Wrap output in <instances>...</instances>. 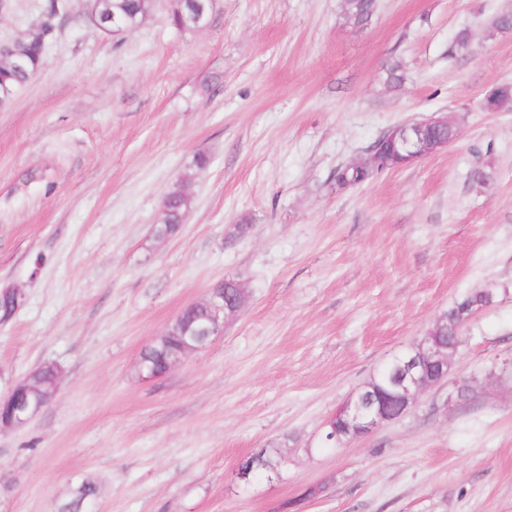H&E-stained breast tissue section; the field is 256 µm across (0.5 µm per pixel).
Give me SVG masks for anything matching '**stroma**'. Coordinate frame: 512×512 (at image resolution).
I'll return each instance as SVG.
<instances>
[{
	"mask_svg": "<svg viewBox=\"0 0 512 512\" xmlns=\"http://www.w3.org/2000/svg\"><path fill=\"white\" fill-rule=\"evenodd\" d=\"M45 3L5 0L0 43ZM377 4L358 30L342 0H215L178 31L157 0L112 35L68 0L0 104V289L23 293L0 324V397L62 370L50 404L0 433V512H58L87 478L98 512H512V111L482 107L512 85V32L486 33L512 0ZM435 113L458 123L448 147L337 187L389 128ZM187 173L192 205L156 239ZM227 278L250 298L223 334L142 379V351ZM481 288L494 302L447 380L328 446L327 419ZM268 448L278 475L240 481Z\"/></svg>",
	"mask_w": 512,
	"mask_h": 512,
	"instance_id": "stroma-1",
	"label": "stroma"
}]
</instances>
